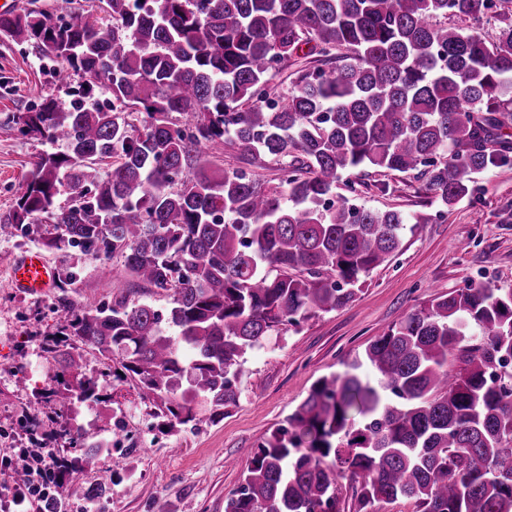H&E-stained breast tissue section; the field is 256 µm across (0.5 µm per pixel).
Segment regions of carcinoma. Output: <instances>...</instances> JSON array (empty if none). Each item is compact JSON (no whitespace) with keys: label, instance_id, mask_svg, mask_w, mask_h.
Returning a JSON list of instances; mask_svg holds the SVG:
<instances>
[{"label":"carcinoma","instance_id":"carcinoma-1","mask_svg":"<svg viewBox=\"0 0 512 512\" xmlns=\"http://www.w3.org/2000/svg\"><path fill=\"white\" fill-rule=\"evenodd\" d=\"M73 2L0 14V33L36 44L56 80L92 78L20 117L66 151L39 157L0 234L44 222L50 249L120 254L133 285L170 306L60 300L67 325L47 353L75 380L54 393L60 411L74 391L99 395L81 357L58 350L73 337L152 394L168 427L220 420L249 352L348 304L408 224L429 221L334 200L342 172H414L450 208L474 174L512 165V22L491 41L448 25L512 0H99L100 21ZM309 44L332 67L271 98L272 74ZM99 85L112 107L93 103ZM210 144L292 161L268 185L212 171ZM183 386L204 412L178 399ZM73 443L69 468L90 464L85 436ZM345 490L354 512L400 498L415 512H512V291L439 296L318 379L257 444L224 512H345Z\"/></svg>","mask_w":512,"mask_h":512}]
</instances>
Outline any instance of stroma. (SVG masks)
Returning <instances> with one entry per match:
<instances>
[{
	"instance_id": "stroma-1",
	"label": "stroma",
	"mask_w": 512,
	"mask_h": 512,
	"mask_svg": "<svg viewBox=\"0 0 512 512\" xmlns=\"http://www.w3.org/2000/svg\"><path fill=\"white\" fill-rule=\"evenodd\" d=\"M86 81L79 73L70 83L54 82L34 44L0 35V215L25 192L38 156L55 149L22 136L18 116L45 98L70 101ZM337 193L373 210L428 221L404 233L399 250L365 277L354 301L283 327L248 353L237 404L224 419L173 431L153 396L131 380L105 386L107 401L74 400L58 409L49 396L60 389L64 370L44 351L46 337L66 323L59 297L84 307L124 296L163 309L168 296L130 292L122 257L46 248L44 225L0 237V458H17L31 447L35 425L55 415L61 430L54 448L68 458L80 454L70 441L81 431L110 438L120 423L133 442L55 480L52 493L69 512H224L257 442L306 398L314 382L343 372L397 318L469 284L512 291V166L475 174L471 195L447 210L420 182L398 172L346 171ZM30 251L43 253L56 269L77 271L78 281L42 297L16 292L9 268ZM93 488L102 489V496L89 499Z\"/></svg>"
}]
</instances>
